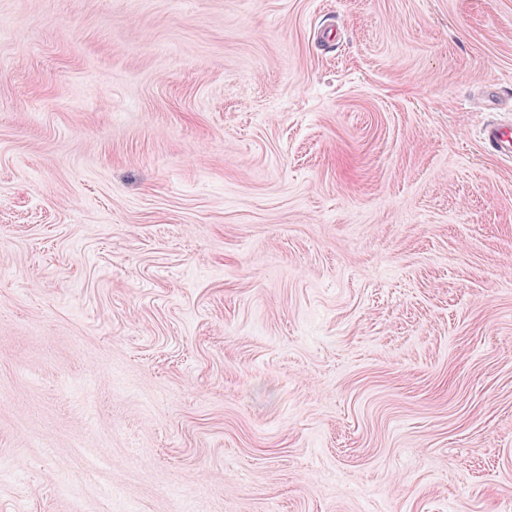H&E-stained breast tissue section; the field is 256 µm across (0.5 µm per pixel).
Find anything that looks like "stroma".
Listing matches in <instances>:
<instances>
[{
    "instance_id": "1",
    "label": "stroma",
    "mask_w": 512,
    "mask_h": 512,
    "mask_svg": "<svg viewBox=\"0 0 512 512\" xmlns=\"http://www.w3.org/2000/svg\"><path fill=\"white\" fill-rule=\"evenodd\" d=\"M490 117L512 0H0V512H512Z\"/></svg>"
}]
</instances>
